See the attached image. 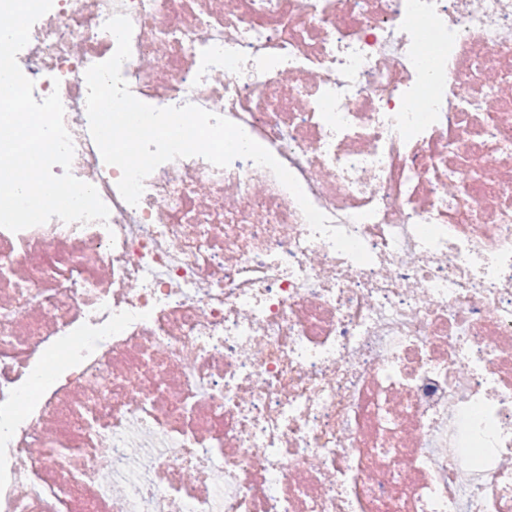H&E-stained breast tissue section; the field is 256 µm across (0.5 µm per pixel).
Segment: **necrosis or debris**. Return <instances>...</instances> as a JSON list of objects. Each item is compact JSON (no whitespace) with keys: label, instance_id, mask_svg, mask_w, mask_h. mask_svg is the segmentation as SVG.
Here are the masks:
<instances>
[{"label":"necrosis or debris","instance_id":"4bbe7bcc","mask_svg":"<svg viewBox=\"0 0 512 512\" xmlns=\"http://www.w3.org/2000/svg\"><path fill=\"white\" fill-rule=\"evenodd\" d=\"M241 126L274 174L164 163L138 205L86 70ZM59 89L107 223L0 228V512H512V0H53Z\"/></svg>","mask_w":512,"mask_h":512}]
</instances>
